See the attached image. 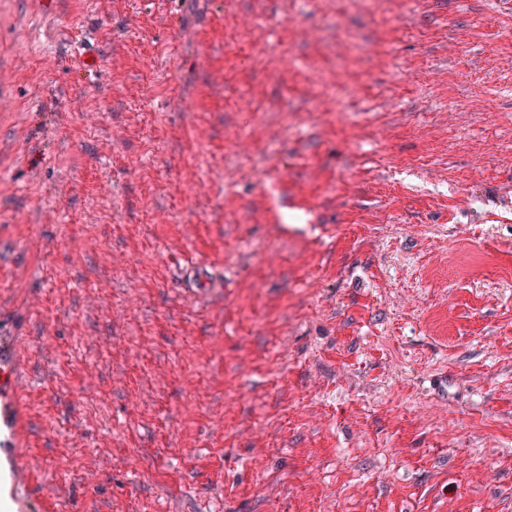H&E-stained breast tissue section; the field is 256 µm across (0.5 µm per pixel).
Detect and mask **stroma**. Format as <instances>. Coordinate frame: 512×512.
<instances>
[{
    "label": "stroma",
    "mask_w": 512,
    "mask_h": 512,
    "mask_svg": "<svg viewBox=\"0 0 512 512\" xmlns=\"http://www.w3.org/2000/svg\"><path fill=\"white\" fill-rule=\"evenodd\" d=\"M0 71L8 512H512L504 0H0ZM18 365L14 339L12 336H0V447L12 472L9 495L14 492L16 468L14 458L6 448H16L21 437V398L17 390Z\"/></svg>",
    "instance_id": "35a3bbf8"
}]
</instances>
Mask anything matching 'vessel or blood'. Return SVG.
<instances>
[{
	"label": "vessel or blood",
	"mask_w": 512,
	"mask_h": 512,
	"mask_svg": "<svg viewBox=\"0 0 512 512\" xmlns=\"http://www.w3.org/2000/svg\"><path fill=\"white\" fill-rule=\"evenodd\" d=\"M18 359L12 337L0 336V447H16L21 437Z\"/></svg>",
	"instance_id": "1"
}]
</instances>
